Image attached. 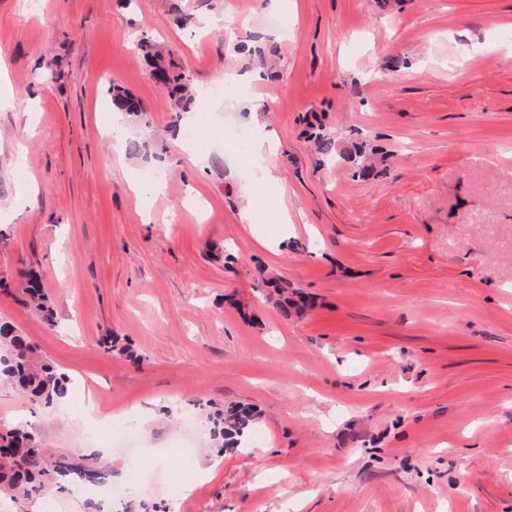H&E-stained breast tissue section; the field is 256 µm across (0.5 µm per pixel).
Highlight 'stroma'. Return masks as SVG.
Wrapping results in <instances>:
<instances>
[{"label": "stroma", "mask_w": 512, "mask_h": 512, "mask_svg": "<svg viewBox=\"0 0 512 512\" xmlns=\"http://www.w3.org/2000/svg\"><path fill=\"white\" fill-rule=\"evenodd\" d=\"M195 16L180 27L173 8ZM148 33L197 88L261 68L235 44L277 46L258 109L213 101L195 144L135 39ZM0 319L70 374L53 412L0 388V428L27 422L75 453L84 402L125 410L161 446L177 406L251 404L265 438L164 465L140 497L167 512H512V0H0ZM139 101L142 121L105 89ZM317 116L376 174L321 162ZM142 145L112 148V129ZM277 147L283 224L249 219L224 132ZM158 171L162 193L134 191ZM52 298L48 326L20 273ZM314 297L284 320L260 272ZM130 344L137 361L105 354Z\"/></svg>", "instance_id": "obj_1"}]
</instances>
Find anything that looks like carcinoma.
Returning <instances> with one entry per match:
<instances>
[{"instance_id":"1","label":"carcinoma","mask_w":512,"mask_h":512,"mask_svg":"<svg viewBox=\"0 0 512 512\" xmlns=\"http://www.w3.org/2000/svg\"><path fill=\"white\" fill-rule=\"evenodd\" d=\"M137 47L175 100L176 120H181V114L193 111L198 102V96L190 91V76L183 70H174L173 64L163 59L162 51L149 36L140 37ZM107 93L115 111L134 116L142 114L139 104L120 87L112 84ZM309 137L326 160L336 158L335 142L321 125L314 126ZM265 284L271 288L270 295L285 320L302 315L311 306L308 297L286 281L269 277ZM26 292L30 304L45 323L55 325L50 298L38 282L29 280ZM101 347L107 354L115 352L133 360L139 359L129 345L119 344L117 338L102 342ZM0 387L20 389L30 402L42 409H58L69 397L68 375L40 358L27 337L7 321H0ZM206 419L210 425V439L220 449L233 448L241 439L248 440L257 433L258 413L245 404L218 408L207 413ZM111 476V471L101 465L98 457L54 453L23 425L0 432V495L8 496L13 503L29 500L46 489L61 490L65 480L77 485L102 484Z\"/></svg>"}]
</instances>
